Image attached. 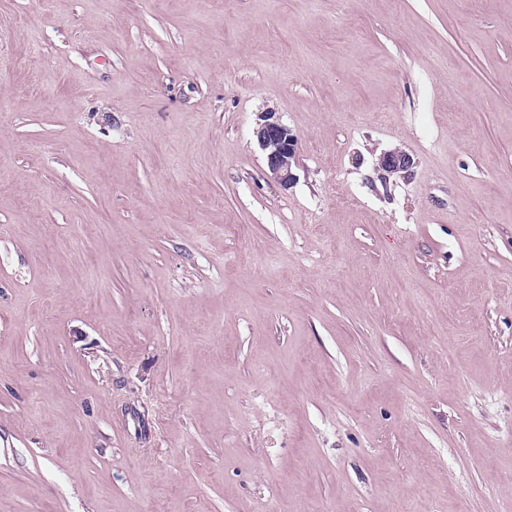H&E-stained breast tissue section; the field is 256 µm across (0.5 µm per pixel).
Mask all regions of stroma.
<instances>
[{"instance_id": "obj_1", "label": "stroma", "mask_w": 512, "mask_h": 512, "mask_svg": "<svg viewBox=\"0 0 512 512\" xmlns=\"http://www.w3.org/2000/svg\"><path fill=\"white\" fill-rule=\"evenodd\" d=\"M0 104V512L512 502V0H0ZM254 133L265 155L267 175L281 187L290 188L297 179V136L273 112L262 116ZM410 166L409 156L401 150L394 149L380 156L378 168L385 173L383 175H390L407 171Z\"/></svg>"}]
</instances>
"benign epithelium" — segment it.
Returning <instances> with one entry per match:
<instances>
[{
  "label": "benign epithelium",
  "mask_w": 512,
  "mask_h": 512,
  "mask_svg": "<svg viewBox=\"0 0 512 512\" xmlns=\"http://www.w3.org/2000/svg\"><path fill=\"white\" fill-rule=\"evenodd\" d=\"M255 136L265 155L267 175L281 187L290 188L297 179V136L273 112L262 116ZM410 166L409 156L398 149L390 150L379 158V170L387 175L404 172Z\"/></svg>",
  "instance_id": "obj_1"
}]
</instances>
